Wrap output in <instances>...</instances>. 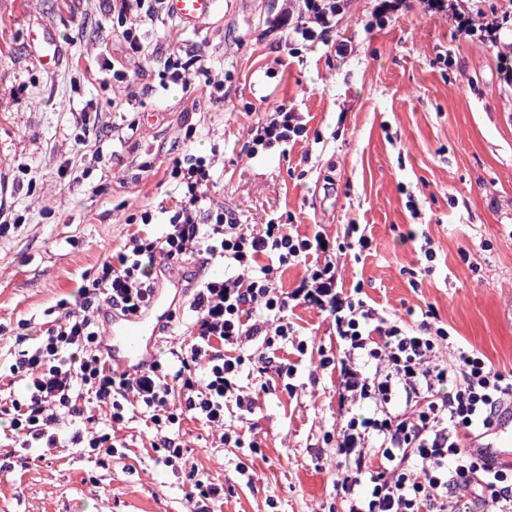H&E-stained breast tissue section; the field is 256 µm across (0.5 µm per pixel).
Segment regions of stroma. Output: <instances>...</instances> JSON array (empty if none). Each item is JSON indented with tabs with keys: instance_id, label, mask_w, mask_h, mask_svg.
I'll return each instance as SVG.
<instances>
[{
	"instance_id": "35a3bbf8",
	"label": "stroma",
	"mask_w": 512,
	"mask_h": 512,
	"mask_svg": "<svg viewBox=\"0 0 512 512\" xmlns=\"http://www.w3.org/2000/svg\"><path fill=\"white\" fill-rule=\"evenodd\" d=\"M379 3L349 0L315 43H286L269 26L280 0H217L197 23L145 25L154 57L133 65L144 92L129 99L112 88L109 67L124 63L126 46L110 0H0V213L12 222L0 232V325L41 321L73 295L123 242L127 218L171 192L165 170L189 146L218 150L211 194L246 223L277 217L337 240L362 225L370 247L343 260L344 287L402 316L432 305L455 336L512 371V83L495 49L454 38L421 0L386 16ZM33 22L63 49L54 71L34 60ZM172 30L206 53L223 100L163 84ZM259 72L264 93L252 89ZM281 104L301 113L304 137L248 159L252 126ZM426 236L430 262L419 251ZM293 320L311 351L288 356L296 393L266 377L254 417L261 454L212 447L201 423L185 425L186 458L224 486L221 512H344L336 446L325 441L336 382L313 370L333 330L310 308ZM145 429L126 423L125 455L106 466L66 449L15 467L0 447V512H186L189 482L156 464Z\"/></svg>"
}]
</instances>
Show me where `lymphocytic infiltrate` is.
<instances>
[{"label":"lymphocytic infiltrate","instance_id":"f902f5d3","mask_svg":"<svg viewBox=\"0 0 512 512\" xmlns=\"http://www.w3.org/2000/svg\"><path fill=\"white\" fill-rule=\"evenodd\" d=\"M169 0H112V15L133 58L150 55L144 25L168 15ZM426 11L450 15L456 37L481 35L501 42L510 14L459 11L456 0H423ZM296 19L288 40L313 41L332 32L345 0H290ZM170 81L191 87L198 76L213 90L201 51L173 48L162 61ZM300 113L277 106L251 128L249 158L303 136ZM216 156L192 153L168 169L181 197L161 235L151 212L129 218L124 244L86 273L76 302L60 300L57 316L37 334L29 322L0 337H14L11 363L0 371V416L14 457L26 460L61 448L86 450L97 463L117 454L116 432L127 416L144 417L150 447L172 472L183 471L177 441L183 421L200 422L227 448L259 452L263 446L251 417L266 386L244 381L243 365L256 362L258 376L275 373L294 391L293 366L275 355L306 340L288 319L305 306L325 313L336 330V352L321 356L319 369L336 374V493L345 512H462L465 498L491 512H512V463L473 456L467 443L512 412V372L498 370L474 346L453 336L434 307L418 320L370 304L362 288H344L338 253L361 257L370 243L349 225L338 248L326 247L321 231L302 235L270 219L241 223L209 195ZM220 262L221 278L197 276L187 314L190 339L173 350L169 364L118 374L104 352V309L145 312L153 297V269L162 263L179 274L189 261ZM306 272L291 290L279 284L283 267Z\"/></svg>","mask_w":512,"mask_h":512}]
</instances>
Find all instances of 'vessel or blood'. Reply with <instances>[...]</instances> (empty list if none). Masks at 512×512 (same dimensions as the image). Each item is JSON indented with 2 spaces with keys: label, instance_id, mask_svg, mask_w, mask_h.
<instances>
[{
  "label": "vessel or blood",
  "instance_id": "vessel-or-blood-1",
  "mask_svg": "<svg viewBox=\"0 0 512 512\" xmlns=\"http://www.w3.org/2000/svg\"><path fill=\"white\" fill-rule=\"evenodd\" d=\"M215 5L216 0H170L172 11L188 23L211 15ZM28 41L36 52L38 62L45 69H55L61 53L47 37L44 28L38 26L30 29ZM178 285V280L165 269H158L154 302L147 311L136 316L116 313L106 319L105 346L112 355L117 371L139 370L153 359L157 333L171 313L165 292ZM468 446L470 452L477 456L512 459V412L489 431L470 439Z\"/></svg>",
  "mask_w": 512,
  "mask_h": 512
}]
</instances>
